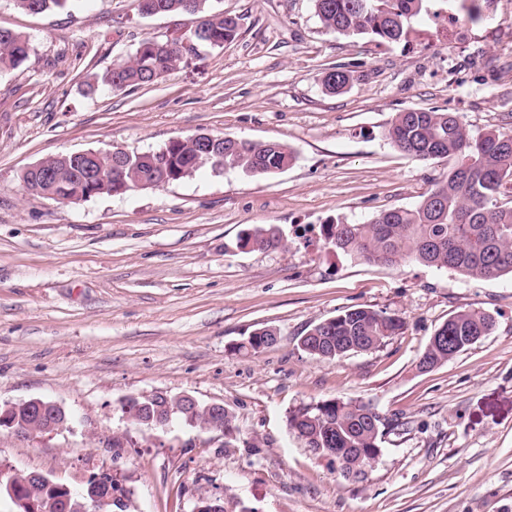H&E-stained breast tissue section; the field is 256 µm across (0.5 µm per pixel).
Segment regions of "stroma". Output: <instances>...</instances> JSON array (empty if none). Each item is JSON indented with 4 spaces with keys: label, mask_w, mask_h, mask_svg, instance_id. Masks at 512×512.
Listing matches in <instances>:
<instances>
[{
    "label": "stroma",
    "mask_w": 512,
    "mask_h": 512,
    "mask_svg": "<svg viewBox=\"0 0 512 512\" xmlns=\"http://www.w3.org/2000/svg\"><path fill=\"white\" fill-rule=\"evenodd\" d=\"M238 37L201 47L157 83L86 94L95 72L146 37L188 33V15L144 16L134 0H76L29 13L0 0V27L32 51L0 73V405L56 402L67 427L21 439L0 428V470L80 486L109 472L130 512H192L213 494L257 512H512V277L476 280L403 260L370 264L329 249V224H365L416 206L444 160L394 149L385 128L411 108L457 113L473 134L512 132V0H485L475 24L457 0H425L404 37L328 32L312 0H210ZM350 83L327 94V68ZM199 132L288 145L285 171L238 169L157 189L61 201L26 191L40 160L153 150ZM274 224L286 246L242 247ZM403 318L380 349L335 361L298 338L352 307ZM490 312L494 331L434 370L417 363L455 312ZM279 339L237 345L255 329ZM162 392L220 403V428L147 430L122 403ZM336 399L396 421L367 479H343L289 433L287 411ZM121 447H113V436Z\"/></svg>",
    "instance_id": "stroma-1"
}]
</instances>
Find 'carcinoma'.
I'll return each mask as SVG.
<instances>
[{"label": "carcinoma", "instance_id": "carcinoma-1", "mask_svg": "<svg viewBox=\"0 0 512 512\" xmlns=\"http://www.w3.org/2000/svg\"><path fill=\"white\" fill-rule=\"evenodd\" d=\"M31 13L64 10L73 0H13ZM207 0H152L158 14H192L205 25L201 44L220 47L238 35V18L206 7ZM324 28L339 35H370L380 43L401 40L408 19L418 15L423 0H312ZM482 18V0H458L455 19L461 24ZM181 39H141L133 55L94 76V85L132 90L161 80L180 61ZM31 52L23 33L0 28V73L22 65ZM349 71L338 65L325 73L326 91L337 94L349 84ZM385 135L399 152L416 160L446 159L452 163L448 176L435 182L413 208L394 207L379 212L367 224H330L326 244L367 263L394 264L412 260L428 267L456 271L466 277L491 280L512 274V198L502 188L512 185V134L491 131L473 135L453 112L420 108L398 112ZM295 160L293 150L277 141L224 140L216 144L189 137L168 141L148 155L126 153L112 158L99 153V161L58 154L36 163L23 174L26 189L48 193L61 200H88L117 195L146 185L157 188L181 181L207 167L215 175L227 168L255 177H268L287 169ZM242 242L254 250L285 246L278 227L259 225L245 231ZM404 320L371 307L346 309L320 321L299 337L298 347L320 360H335L350 353L370 352L404 329ZM494 329V318L481 310H461L444 322L431 337L418 367L433 369L479 341ZM276 343L271 334H252L241 341L240 351H259ZM121 411L132 424L147 427L157 418L179 420L189 426L215 427L216 418L199 405L188 415L175 397L148 400L129 398ZM7 417L34 430L43 428L52 411H38L16 404ZM289 433L304 448H319L345 478L364 480L366 469L381 455L382 438L389 420L370 405L358 401L323 400L303 403L286 413ZM17 482L23 496L37 504L38 512H56L57 502L68 497L81 500L86 486L72 488L44 475L21 474ZM97 491L112 490L123 497L129 492L116 484L109 472L93 473Z\"/></svg>", "mask_w": 512, "mask_h": 512}]
</instances>
